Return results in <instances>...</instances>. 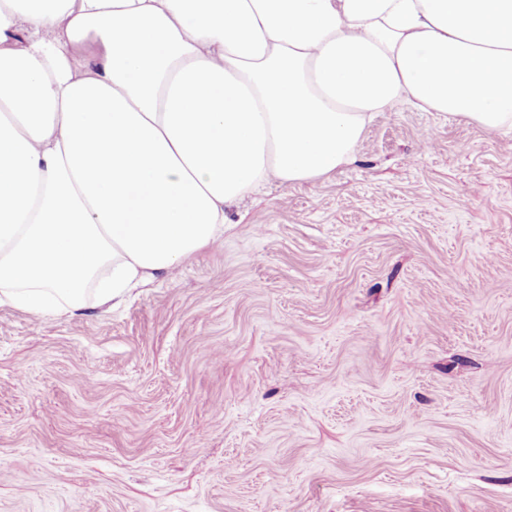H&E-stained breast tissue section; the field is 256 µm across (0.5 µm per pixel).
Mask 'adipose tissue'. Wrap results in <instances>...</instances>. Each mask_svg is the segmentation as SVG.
<instances>
[{
    "mask_svg": "<svg viewBox=\"0 0 512 512\" xmlns=\"http://www.w3.org/2000/svg\"><path fill=\"white\" fill-rule=\"evenodd\" d=\"M512 127V0H0V304L169 277L400 102Z\"/></svg>",
    "mask_w": 512,
    "mask_h": 512,
    "instance_id": "adipose-tissue-1",
    "label": "adipose tissue"
}]
</instances>
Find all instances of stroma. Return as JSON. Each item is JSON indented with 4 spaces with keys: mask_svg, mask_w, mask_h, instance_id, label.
Returning <instances> with one entry per match:
<instances>
[{
    "mask_svg": "<svg viewBox=\"0 0 512 512\" xmlns=\"http://www.w3.org/2000/svg\"><path fill=\"white\" fill-rule=\"evenodd\" d=\"M174 278L0 304V512H512V129L399 104Z\"/></svg>",
    "mask_w": 512,
    "mask_h": 512,
    "instance_id": "stroma-1",
    "label": "stroma"
}]
</instances>
